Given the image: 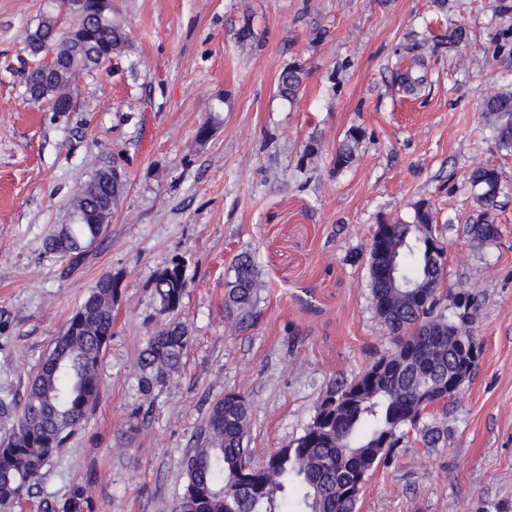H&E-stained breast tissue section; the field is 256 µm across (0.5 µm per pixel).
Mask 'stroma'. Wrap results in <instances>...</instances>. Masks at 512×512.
I'll use <instances>...</instances> for the list:
<instances>
[{
	"mask_svg": "<svg viewBox=\"0 0 512 512\" xmlns=\"http://www.w3.org/2000/svg\"><path fill=\"white\" fill-rule=\"evenodd\" d=\"M54 10L0 0V393L24 395L99 278L118 293L100 397L12 512H41L76 484L86 512H171L183 456L229 392L253 406L256 455L301 435L335 383L394 349L371 302L368 244L423 202L447 244L446 290L478 296L482 354L447 404L445 445L398 449L358 512H512V156L480 120L484 101L512 88V0H112L129 46L79 74L73 112L25 87L26 36ZM458 24L468 40L454 46ZM291 65L307 73L293 101L278 91ZM353 128L356 157L337 168ZM481 165L504 180L489 245L462 233L480 214L467 176ZM107 167L123 193L107 232L69 265L45 243ZM241 253L265 286L238 327L224 284ZM174 261L187 286L169 317L153 282ZM172 320L190 336L181 367L142 392L139 354ZM361 139V130L353 128L347 132L344 140L336 148L335 162L337 168L348 166L353 162Z\"/></svg>",
	"mask_w": 512,
	"mask_h": 512,
	"instance_id": "obj_1",
	"label": "stroma"
}]
</instances>
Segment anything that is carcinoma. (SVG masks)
Segmentation results:
<instances>
[{"label":"carcinoma","instance_id":"1","mask_svg":"<svg viewBox=\"0 0 512 512\" xmlns=\"http://www.w3.org/2000/svg\"><path fill=\"white\" fill-rule=\"evenodd\" d=\"M58 13L45 15L28 34L32 55L51 46L64 62L44 80L27 72L28 88H38V101L72 100L73 82L121 56L128 37L112 22V12L98 10V0H84L75 23L63 25L70 0H58ZM304 70L284 69L278 90L288 100L303 90ZM497 149L512 155V89L484 104L480 113ZM362 131L350 129L336 148V167L353 162ZM480 217L463 233L482 245L500 236L492 217L503 185L495 168L479 167L468 176ZM124 182L117 174H93L70 201L73 222L63 224L46 243L48 251L76 263L103 235L109 208L117 205ZM431 210L419 208L416 222L389 225L388 249L397 258L398 276L414 288H394L371 279L377 316L398 336L396 348L365 367L355 378L336 385L317 404L301 436L263 457L247 447L253 410L242 395L219 399L196 434L195 447L182 461L185 484L172 512H358L365 482L388 463L407 434L429 451L448 436L436 421L438 407L456 398L463 385L448 389V378L471 377L482 349L472 323L456 309L459 300L476 303L467 290L441 293L447 262L426 247ZM233 276L225 284L224 314L238 324L249 321L264 283L248 254L236 256ZM186 288L184 276L162 268L154 279L159 311L178 310ZM117 289L112 276L99 279L70 317L29 382L23 398L0 395V425L11 423L0 440V512H9L32 488V482L74 429L90 414L99 396V365L112 336V304ZM189 336L170 323L148 338L138 368L139 385L148 393L180 367ZM43 512H85L83 493L75 488L59 505L43 501Z\"/></svg>","mask_w":512,"mask_h":512}]
</instances>
